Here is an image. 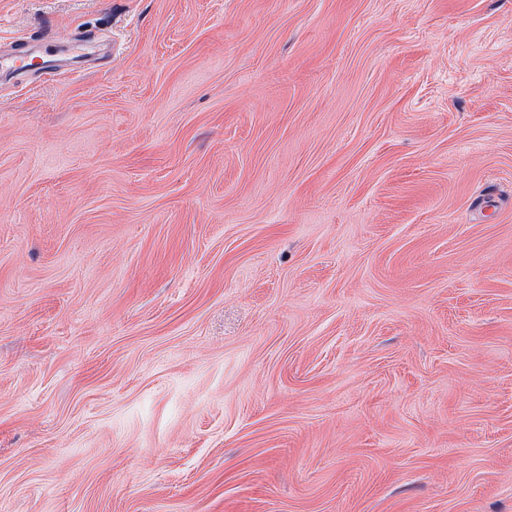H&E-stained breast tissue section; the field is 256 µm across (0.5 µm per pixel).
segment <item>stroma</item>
Returning <instances> with one entry per match:
<instances>
[{
    "mask_svg": "<svg viewBox=\"0 0 512 512\" xmlns=\"http://www.w3.org/2000/svg\"><path fill=\"white\" fill-rule=\"evenodd\" d=\"M0 512H512V0H0Z\"/></svg>",
    "mask_w": 512,
    "mask_h": 512,
    "instance_id": "1",
    "label": "stroma"
}]
</instances>
